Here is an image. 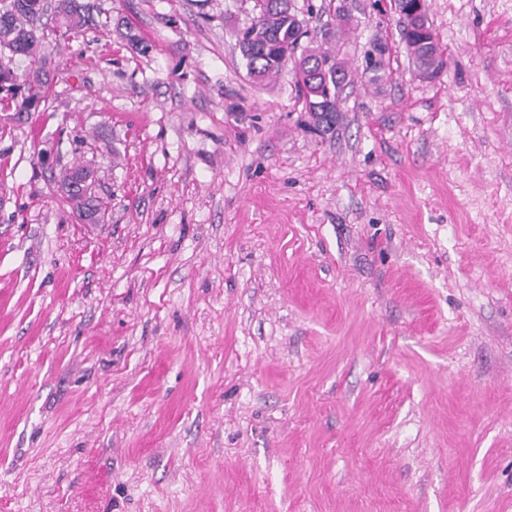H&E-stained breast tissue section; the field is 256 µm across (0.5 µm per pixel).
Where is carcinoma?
I'll use <instances>...</instances> for the list:
<instances>
[{
	"label": "carcinoma",
	"instance_id": "cac0c4a2",
	"mask_svg": "<svg viewBox=\"0 0 512 512\" xmlns=\"http://www.w3.org/2000/svg\"><path fill=\"white\" fill-rule=\"evenodd\" d=\"M409 0H397L403 12L402 33L419 73L435 75L443 66L439 44L429 16L409 11ZM93 4L88 0H0V104L30 115L40 111L45 92L55 76L46 28L52 23L65 34L94 25ZM256 16L235 32V49L255 82L264 83L293 63L295 88L310 112L314 128L322 133L336 125L339 93L349 73L325 48L348 25L349 18L337 13L334 24L321 33V43L301 47L306 35L291 0H255ZM23 59L18 73L11 67ZM58 189L72 202L83 224H102L103 206L96 187V173L89 164L60 170L54 178Z\"/></svg>",
	"mask_w": 512,
	"mask_h": 512
}]
</instances>
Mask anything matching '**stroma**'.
Wrapping results in <instances>:
<instances>
[{
  "label": "stroma",
  "mask_w": 512,
  "mask_h": 512,
  "mask_svg": "<svg viewBox=\"0 0 512 512\" xmlns=\"http://www.w3.org/2000/svg\"><path fill=\"white\" fill-rule=\"evenodd\" d=\"M97 4L0 109V512H512V0H428L432 81L343 0L325 134L253 0ZM54 182L72 202L78 220L83 224H102L103 206L96 187V173L90 164H76L60 170Z\"/></svg>",
  "instance_id": "stroma-1"
}]
</instances>
